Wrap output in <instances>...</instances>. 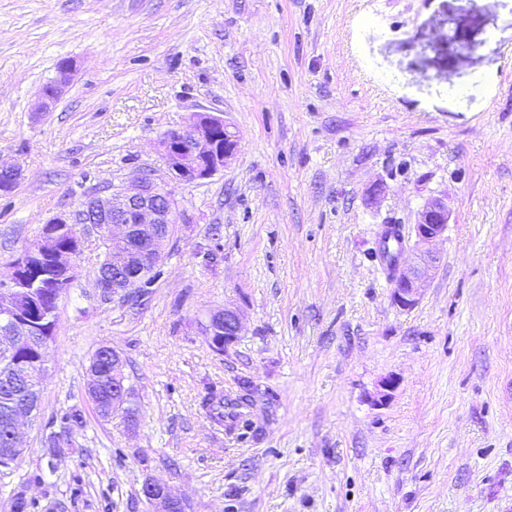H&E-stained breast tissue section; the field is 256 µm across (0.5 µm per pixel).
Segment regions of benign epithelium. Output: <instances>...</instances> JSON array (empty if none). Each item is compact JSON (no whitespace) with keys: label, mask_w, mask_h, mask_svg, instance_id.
Instances as JSON below:
<instances>
[{"label":"benign epithelium","mask_w":512,"mask_h":512,"mask_svg":"<svg viewBox=\"0 0 512 512\" xmlns=\"http://www.w3.org/2000/svg\"><path fill=\"white\" fill-rule=\"evenodd\" d=\"M74 65L69 63L57 70V78L50 90L42 92L39 109L50 108L54 99L70 82ZM160 146L167 172L172 179L183 184H199L224 169L235 157L238 149L237 136L224 122V117L209 112H196L183 127L164 133ZM20 179L19 171L0 164V189L14 188ZM449 221L447 203L441 198L427 200L418 213L414 225L417 246L421 247L417 262L398 271L393 286L392 299L403 310L412 309L419 301L425 285V275L433 267L438 256L432 245L442 237ZM58 229L32 246L26 248L13 262L18 270L27 256L49 257L56 269L69 276L76 271L75 255L55 249V235L71 224H102L110 231L113 243L124 249L112 263L119 269L126 267L145 268L149 263L161 259V247L171 240L170 227L187 224L189 218L180 210L168 183L158 180L153 170L139 173L137 183L131 187H105L89 195L79 207L67 214L48 220ZM21 294L9 282L0 288V316L7 319L8 331L0 334V356H11L19 341L29 335L25 325L17 320ZM224 323V344L234 342L241 331V317L234 307H226L213 313L206 321L205 328L212 329L214 323ZM35 407L20 405L10 413L11 427L6 448L0 456L22 457L25 454L20 433L19 420L32 416ZM142 493L149 502L152 512H183L186 504L173 495L168 485L152 478L145 479Z\"/></svg>","instance_id":"7a95c632"}]
</instances>
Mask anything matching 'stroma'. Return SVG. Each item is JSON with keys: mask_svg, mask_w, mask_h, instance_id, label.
Instances as JSON below:
<instances>
[{"mask_svg": "<svg viewBox=\"0 0 512 512\" xmlns=\"http://www.w3.org/2000/svg\"><path fill=\"white\" fill-rule=\"evenodd\" d=\"M64 59L72 79L38 111ZM203 110L238 153L170 182L189 221L142 304L101 299L77 226L0 512L20 491L41 512H150L149 477L188 512H512V0H0V163L22 173L0 192V280L91 191L165 174L161 137ZM431 197L450 220L403 311L372 252L398 224L413 260ZM227 306L242 330L218 354L198 325ZM102 346L137 425L86 407ZM245 380L247 432L202 406ZM70 405L85 430L46 447Z\"/></svg>", "mask_w": 512, "mask_h": 512, "instance_id": "obj_1", "label": "stroma"}]
</instances>
